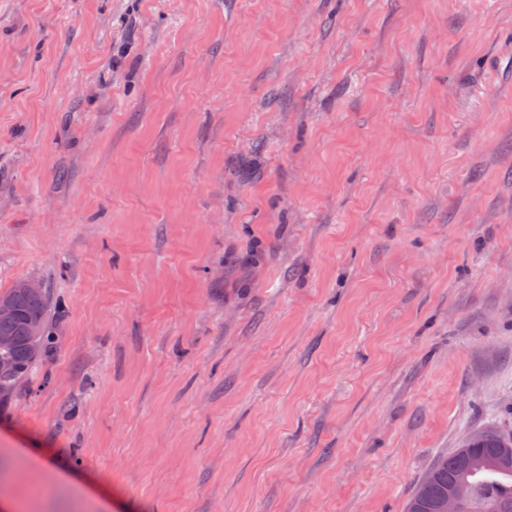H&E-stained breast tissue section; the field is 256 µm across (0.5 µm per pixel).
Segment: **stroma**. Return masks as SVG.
<instances>
[{
	"mask_svg": "<svg viewBox=\"0 0 512 512\" xmlns=\"http://www.w3.org/2000/svg\"><path fill=\"white\" fill-rule=\"evenodd\" d=\"M13 512H405L512 435V0H0ZM20 282L21 280L16 281L8 292L0 296L12 300L19 310V316L15 319V306L8 300L0 299V350L9 349L14 344L12 349L2 356L12 368L10 371L0 372L1 402L10 398L36 369L40 358H33L29 352L34 357H39L48 345L53 344L54 335L49 318L50 295L47 288H43L41 293L42 285L39 282L26 279L22 282L21 288ZM22 288L31 296H38L40 293L41 295L31 299L23 293ZM5 331L11 336L1 334Z\"/></svg>",
	"mask_w": 512,
	"mask_h": 512,
	"instance_id": "stroma-1",
	"label": "stroma"
}]
</instances>
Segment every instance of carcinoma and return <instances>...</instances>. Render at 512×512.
Listing matches in <instances>:
<instances>
[{"label":"carcinoma","mask_w":512,"mask_h":512,"mask_svg":"<svg viewBox=\"0 0 512 512\" xmlns=\"http://www.w3.org/2000/svg\"><path fill=\"white\" fill-rule=\"evenodd\" d=\"M3 297L15 303L19 316L8 324L0 323V334L6 331L15 339L12 349L3 355L11 370L0 372L1 402L15 393L39 362L27 350L29 328H40L44 348L52 344L53 336L48 290L31 299L17 281ZM456 483L468 485L463 512H512V436L489 426L467 437L461 447L439 457L408 498L407 512H439V505L448 496V486Z\"/></svg>","instance_id":"1"}]
</instances>
